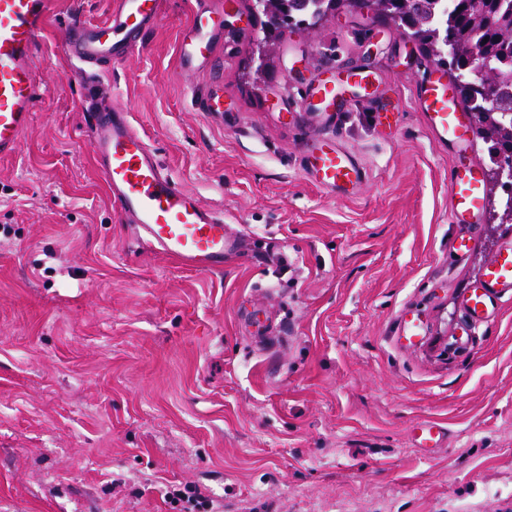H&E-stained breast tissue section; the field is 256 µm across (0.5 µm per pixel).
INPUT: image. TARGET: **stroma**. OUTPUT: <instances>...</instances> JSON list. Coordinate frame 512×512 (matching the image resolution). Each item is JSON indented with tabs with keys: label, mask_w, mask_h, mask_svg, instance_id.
I'll return each mask as SVG.
<instances>
[{
	"label": "stroma",
	"mask_w": 512,
	"mask_h": 512,
	"mask_svg": "<svg viewBox=\"0 0 512 512\" xmlns=\"http://www.w3.org/2000/svg\"><path fill=\"white\" fill-rule=\"evenodd\" d=\"M234 39L183 69L195 0H160L140 53L100 69L160 164L223 212L243 255L188 269L137 239L88 136L58 43L112 0H56L36 53L47 92L0 159V512H512V301L471 328L461 303L512 224L482 223L455 261L453 157L414 107L428 67L369 6L285 34L260 84L249 0H208ZM365 67L404 113L370 106L342 142L369 172L336 197L298 167L329 128L296 81ZM222 106L197 111L196 94ZM446 429L436 448L412 429Z\"/></svg>",
	"instance_id": "1"
}]
</instances>
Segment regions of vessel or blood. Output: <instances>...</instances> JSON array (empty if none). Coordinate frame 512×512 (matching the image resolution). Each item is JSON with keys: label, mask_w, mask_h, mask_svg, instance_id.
<instances>
[{"label": "vessel or blood", "mask_w": 512, "mask_h": 512, "mask_svg": "<svg viewBox=\"0 0 512 512\" xmlns=\"http://www.w3.org/2000/svg\"><path fill=\"white\" fill-rule=\"evenodd\" d=\"M159 5L160 0H113L108 20L92 26L72 24L58 50L75 62V75L81 79L87 78L89 69L127 61L140 52L147 32L160 22ZM53 8L54 0H0V158L17 153L33 123L41 94L34 54L43 20ZM223 38L222 26L211 11L197 10L193 35L179 48L182 62L205 64ZM375 82L370 71H339L297 90L302 106L328 113L331 119L333 136L313 142L299 158L301 170L328 193L353 195L368 182L360 160L342 145L339 129L346 112L373 97ZM415 102L435 136L458 158L448 176V189L449 221L459 228L452 250L460 260L469 249L471 225L482 219L483 172L478 163L466 158L469 125L447 74L428 69L416 88ZM90 108L89 135L114 205L149 245L190 269L223 271L225 255L241 248L238 240L228 237L223 214L207 207L164 171L125 108L95 101ZM509 298L511 244L501 249L472 288L464 304L465 316L473 326L486 324Z\"/></svg>", "instance_id": "b4317fda"}]
</instances>
